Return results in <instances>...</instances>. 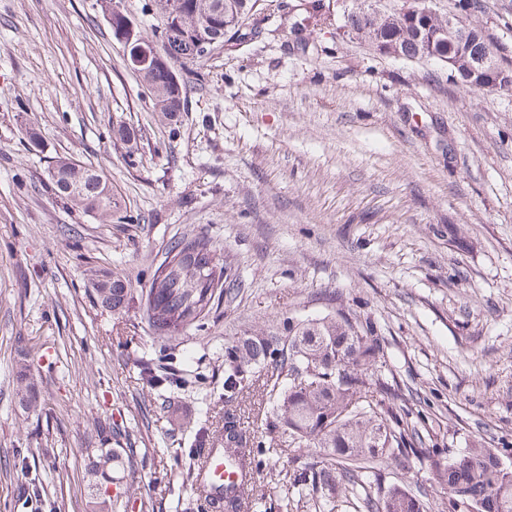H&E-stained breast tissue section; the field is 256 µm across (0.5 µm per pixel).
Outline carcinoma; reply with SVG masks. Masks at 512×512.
Masks as SVG:
<instances>
[{
	"label": "carcinoma",
	"instance_id": "1",
	"mask_svg": "<svg viewBox=\"0 0 512 512\" xmlns=\"http://www.w3.org/2000/svg\"><path fill=\"white\" fill-rule=\"evenodd\" d=\"M258 0H153L161 20L160 41L173 65L163 67L149 60L139 75L155 111L168 120L181 111L185 85L177 67L195 62V43L208 20L209 39L215 45L248 43L260 34L255 15ZM364 0H344L336 17L347 35L367 43L375 54L406 60L441 62L449 77L459 80L464 92L484 89L512 92V85L493 73L472 74L466 59L486 52L490 38L476 26L468 39L449 44L437 33L438 19L423 12L422 0H403L392 12L382 6L385 20L378 23L366 13ZM320 0H311L304 15L289 19V34L300 49L308 40L303 32L319 17ZM457 58L459 66L448 64ZM47 180L61 198L112 218L117 207L112 185L105 174L69 159H59L48 170ZM238 287L224 258L204 234L186 236L171 246L145 288H135L116 272L99 282L103 306L120 312L137 302L153 334L172 340L203 325L219 296H231ZM285 336H248L224 348V392L233 396L263 375L276 378L278 389L261 396L258 415L264 436L257 441L242 426L240 416L227 409L215 423L204 420L195 431L192 454L224 449V463L237 472H253L288 450L313 449L316 460L292 470L293 487L304 496L323 501L324 512H336V500L362 504L366 512H426V492L387 482L385 463L393 457L428 453L409 437L412 412L395 403L396 389L375 376L383 348L374 326L339 312L334 317L284 322ZM143 385L154 390L174 383L172 374L147 361L141 365ZM132 448H99L87 458L86 475L91 492L86 512H111L121 495L107 497L103 486L119 487L134 458ZM436 484L448 493V512H512V466L493 448L475 446L461 453L448 452V464L434 473ZM249 481L211 489L209 506L219 512H243Z\"/></svg>",
	"mask_w": 512,
	"mask_h": 512
}]
</instances>
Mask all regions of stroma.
<instances>
[{"instance_id": "1", "label": "stroma", "mask_w": 512, "mask_h": 512, "mask_svg": "<svg viewBox=\"0 0 512 512\" xmlns=\"http://www.w3.org/2000/svg\"><path fill=\"white\" fill-rule=\"evenodd\" d=\"M305 2L260 0L257 39L183 66L170 122L100 0H0V512H84V458L114 427L138 450L125 512H204L179 418L229 404L262 430L251 388L224 396L225 347L339 312L373 323L430 450L390 460L388 481L417 488L477 444L512 462V92H462L447 65L373 55L332 23L297 49L288 14ZM469 21L512 64V0H478ZM64 157L107 173L110 223L56 197L46 172ZM200 232L239 283L202 328L165 341L138 306L102 305L98 280L145 287ZM157 357L185 380L169 411L139 379ZM305 460L259 468L252 512H319L286 486Z\"/></svg>"}]
</instances>
